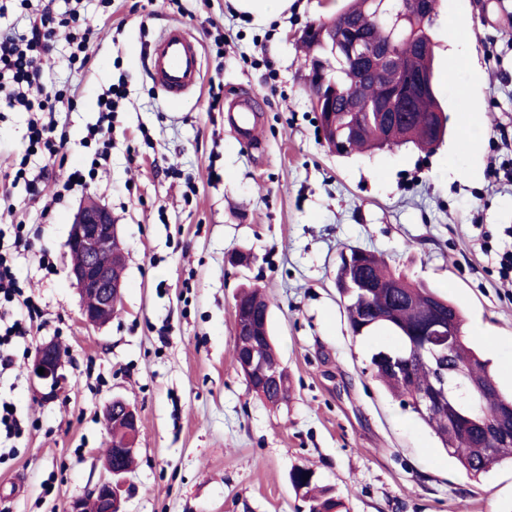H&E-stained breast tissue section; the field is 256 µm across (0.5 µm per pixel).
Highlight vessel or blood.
I'll return each instance as SVG.
<instances>
[{"instance_id":"b4317fda","label":"vessel or blood","mask_w":512,"mask_h":512,"mask_svg":"<svg viewBox=\"0 0 512 512\" xmlns=\"http://www.w3.org/2000/svg\"><path fill=\"white\" fill-rule=\"evenodd\" d=\"M149 72L155 86L172 101H182L198 88L203 77L200 43L179 24L169 26L149 48ZM233 123L244 141H252L256 128L250 114L254 106L241 99L234 107Z\"/></svg>"}]
</instances>
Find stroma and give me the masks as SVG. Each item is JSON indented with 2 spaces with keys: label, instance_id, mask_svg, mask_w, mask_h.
Here are the masks:
<instances>
[{
  "label": "stroma",
  "instance_id": "stroma-1",
  "mask_svg": "<svg viewBox=\"0 0 512 512\" xmlns=\"http://www.w3.org/2000/svg\"><path fill=\"white\" fill-rule=\"evenodd\" d=\"M346 0H294L287 15L252 22L226 0H84L96 32L91 71L51 62L75 107L57 119L70 138L65 164L83 167L95 102L122 81L112 154L85 191L41 222L24 184L4 171L26 148L28 115L0 112V225L40 224L16 260L46 312L0 376V400L24 421L0 449V512H65L105 476V405L119 396L140 414L136 463L123 479L125 512H309L292 468L314 471L345 512H512V464L469 479L424 423L372 378L379 330L353 337L336 288L344 247L382 255L396 273L437 288L466 314V334L512 390V282L498 256L512 250V183L494 151L512 134V0H439L436 92L448 134L433 151L403 146L339 157L324 143L296 34ZM181 23L201 41L205 80L223 102L248 96L258 138L240 141L209 108L206 88L168 102L147 73V48ZM480 103L484 134L466 149L462 117ZM194 188H187L186 178ZM88 201L112 214L127 248L122 304L86 326L66 249ZM49 251L54 274L38 267ZM250 264L233 265V253ZM271 304L288 402L249 391L234 360L232 309L241 286ZM57 341L65 393L46 401L27 363Z\"/></svg>",
  "mask_w": 512,
  "mask_h": 512
}]
</instances>
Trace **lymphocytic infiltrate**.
I'll return each mask as SVG.
<instances>
[{
	"mask_svg": "<svg viewBox=\"0 0 512 512\" xmlns=\"http://www.w3.org/2000/svg\"><path fill=\"white\" fill-rule=\"evenodd\" d=\"M36 2L35 20L29 28L0 31V105L21 108L31 114L25 155L17 165L15 177L24 180L32 200L41 201L40 216L48 220L56 205L71 192L87 188L89 177L107 164L112 150L114 114L125 91L123 84L117 83L97 97L99 120L86 136L94 144L88 170L57 168V160L65 156L67 141L58 131L55 115L72 109L74 98L48 77L42 62L55 52L59 29L80 22L84 30L81 36H69L73 49L64 62L71 68L86 69L92 60L90 37L94 26L81 20L78 6L83 0ZM33 156L44 161L35 173L29 169V159ZM50 174L55 177L56 190L47 198L40 184ZM37 235L36 229L25 224L12 225L7 231L0 229V374L15 367L10 345L14 340L27 338L34 324L44 316L43 309L17 276L14 265L15 253L31 249Z\"/></svg>",
	"mask_w": 512,
	"mask_h": 512,
	"instance_id": "obj_1",
	"label": "lymphocytic infiltrate"
}]
</instances>
